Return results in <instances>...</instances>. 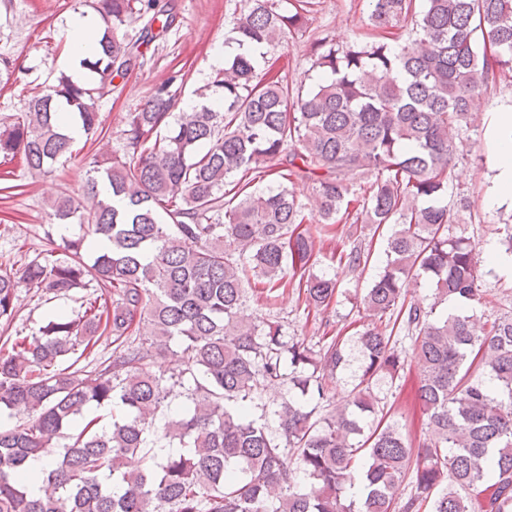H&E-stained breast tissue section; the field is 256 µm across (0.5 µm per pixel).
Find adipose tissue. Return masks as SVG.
Instances as JSON below:
<instances>
[{"instance_id": "adipose-tissue-1", "label": "adipose tissue", "mask_w": 512, "mask_h": 512, "mask_svg": "<svg viewBox=\"0 0 512 512\" xmlns=\"http://www.w3.org/2000/svg\"><path fill=\"white\" fill-rule=\"evenodd\" d=\"M487 136L494 177L483 203L489 208L512 206V104L501 105L490 113Z\"/></svg>"}]
</instances>
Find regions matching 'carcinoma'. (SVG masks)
Masks as SVG:
<instances>
[{
	"mask_svg": "<svg viewBox=\"0 0 512 512\" xmlns=\"http://www.w3.org/2000/svg\"><path fill=\"white\" fill-rule=\"evenodd\" d=\"M245 2L233 27L238 52L211 76L204 103L177 111L173 87L184 75L172 73L125 114L123 152L92 156L84 195L47 204L52 224L89 215L63 257L48 250L0 268L5 321L21 283L51 299L95 284L81 311L53 314L31 336L0 335V414L34 417L0 427V512H512V314L488 325L469 313L481 300L482 260L475 243L449 233L448 205V169L469 145L472 104L512 74V0H370L371 27L410 21L415 38L397 48L313 39L325 79L306 93L275 48L303 31L308 0L288 11ZM91 7L104 23L83 61L91 81L60 72L0 132V155H19L32 171L48 174L72 153L67 115L97 134L99 102L137 59L128 27L144 22L140 39L150 40L154 22L166 30L174 21L156 0ZM253 44L266 49L260 63L244 51ZM355 175L369 181L360 195ZM296 181L311 187L326 233L362 216L393 226L385 264L360 300L368 321L354 341L356 384L340 406L326 374L350 366L341 337L315 351L246 309L245 284L272 293L289 274L309 309H327L338 293L336 277L314 272L316 241L300 230L304 207L288 188ZM99 237L110 246L89 264L85 244ZM368 258L355 245L338 263L356 269ZM421 278L434 291L428 308L407 301ZM442 304L452 310L436 313ZM388 314L420 369L426 421L416 455L394 423L364 433L375 386L404 371ZM144 321L148 348L137 340ZM105 334L120 355L77 366L79 350ZM174 337L183 369L152 371L151 348ZM278 380L294 395L274 411L275 433L252 413L256 391ZM177 387L188 406L158 428ZM35 459L45 461L38 472Z\"/></svg>",
	"mask_w": 512,
	"mask_h": 512,
	"instance_id": "cac0c4a2",
	"label": "carcinoma"
}]
</instances>
